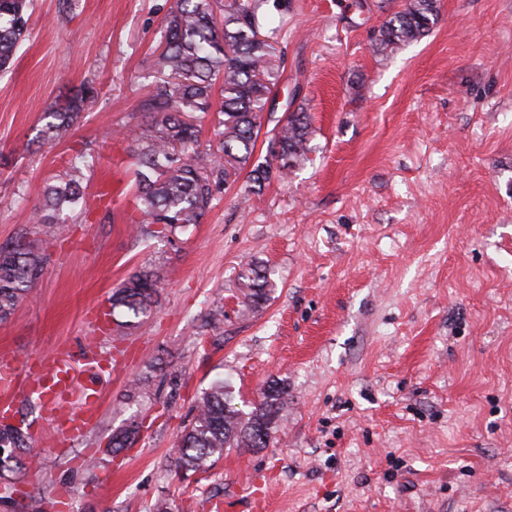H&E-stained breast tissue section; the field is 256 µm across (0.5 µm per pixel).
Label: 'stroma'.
Returning <instances> with one entry per match:
<instances>
[{"label":"stroma","instance_id":"1","mask_svg":"<svg viewBox=\"0 0 512 512\" xmlns=\"http://www.w3.org/2000/svg\"><path fill=\"white\" fill-rule=\"evenodd\" d=\"M406 0H268L283 61L263 131L305 108L308 161L261 193L245 176L201 224L148 241L129 232L126 143L174 0H35L31 34L0 73V244L32 226L68 148L102 157L104 221L51 241L32 297L0 323V349L27 361L70 346L76 385L90 308L143 266L159 304L127 333L98 417L57 444L46 405L20 399L35 443L13 499L64 490L68 512H512V0H441L422 40L388 54L371 35ZM99 97L59 143L35 137L42 110L81 84ZM266 265L271 301L245 309L239 275ZM224 312L220 333L205 321ZM151 375L147 396L129 380ZM234 404L271 381L288 410L269 447L226 449L182 479L170 448L202 390ZM143 423L104 455L112 430ZM97 461L89 469V461Z\"/></svg>","mask_w":512,"mask_h":512}]
</instances>
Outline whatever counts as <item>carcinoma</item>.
Masks as SVG:
<instances>
[{
    "label": "carcinoma",
    "instance_id": "cac0c4a2",
    "mask_svg": "<svg viewBox=\"0 0 512 512\" xmlns=\"http://www.w3.org/2000/svg\"><path fill=\"white\" fill-rule=\"evenodd\" d=\"M266 0H175L165 19L163 50L155 56V81L140 103L147 120L125 135L133 167L135 199L141 218L131 224L136 238L149 240L198 224L224 192V165L247 171L248 188L261 191L272 180H285L306 158L313 135L303 108L287 113L271 130L264 160L254 158L266 109L277 85L274 34L261 33L259 11ZM31 0H0V71L10 69L30 29ZM440 0H408L374 32L378 51H394L428 36L439 17ZM99 91L84 84L73 95L42 112L41 141L60 140L92 108ZM219 106L223 119L214 130L216 147L201 143L200 119ZM65 176L46 186L31 223L51 224L59 237L69 233L62 215H85L92 206L109 210L111 192L86 196V174L96 157L87 149L69 154ZM48 260L46 240L21 234L0 246V323L8 321L31 293ZM241 294L251 309L265 305L273 284L266 269L251 263L240 274ZM158 276L143 268L112 293L108 316L130 329L135 320L157 307ZM232 391L222 380L205 389L196 413L169 455L174 472L187 477L204 468L226 448H265L288 405V390L272 382L244 411L231 404ZM142 423L129 420L112 431L106 452L116 456L129 448ZM0 486L14 488L13 475L25 466L29 436L0 424Z\"/></svg>",
    "mask_w": 512,
    "mask_h": 512
}]
</instances>
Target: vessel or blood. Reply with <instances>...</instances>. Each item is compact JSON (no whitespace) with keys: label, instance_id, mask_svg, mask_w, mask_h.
Returning <instances> with one entry per match:
<instances>
[{"label":"vessel or blood","instance_id":"obj_1","mask_svg":"<svg viewBox=\"0 0 512 512\" xmlns=\"http://www.w3.org/2000/svg\"><path fill=\"white\" fill-rule=\"evenodd\" d=\"M85 362L93 369L84 383V395L79 402L69 396L74 378L69 372L67 357L37 361L28 366L9 351H0V412H9L18 396H37L50 402V422L67 439L82 437L95 419V406L101 400L100 377L111 372L109 353L95 351L93 346L83 350Z\"/></svg>","mask_w":512,"mask_h":512}]
</instances>
